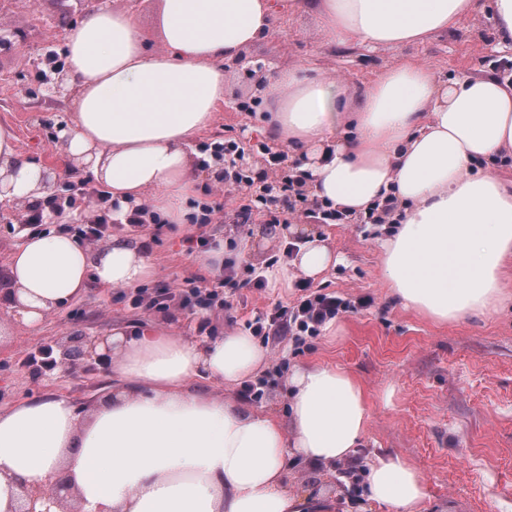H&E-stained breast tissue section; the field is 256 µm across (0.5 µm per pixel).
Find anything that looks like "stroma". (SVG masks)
<instances>
[{"mask_svg":"<svg viewBox=\"0 0 512 512\" xmlns=\"http://www.w3.org/2000/svg\"><path fill=\"white\" fill-rule=\"evenodd\" d=\"M80 20L76 13L61 16L57 0H5L0 6V25L19 31L26 44L43 54L52 50L65 55L64 36ZM407 58L425 64L442 81L464 74L512 72V49L501 44L494 19L482 11L463 15L455 27L426 43L371 48L328 44L314 12L280 15L273 32L249 47L244 58L224 64L225 109L188 147L191 164L198 169L196 201L222 202L230 210L247 201L240 193L229 202L222 191L214 190L208 170L199 167L203 145L231 138L252 151L257 167L268 166L263 147L275 139L273 104L269 93L255 89L249 68L259 64L268 71L304 69L311 75L335 76L355 90ZM0 71L12 78L11 84H0V123L12 127L24 157L40 161L67 123L72 103H44L41 75L21 68L10 55L0 56ZM288 221L306 225L339 258L319 278L307 280L309 290L336 293L359 307L338 316L331 329L307 339L304 346L290 337L267 346L268 361L251 380L263 389V398L250 399L240 387L235 394L242 406L287 420L288 378L277 375L275 365L291 370L327 363L360 381L370 413L365 445L350 464L319 472L297 459L289 469L291 481L334 498L336 512H362L364 487L352 484L343 473L349 467L365 473L378 454L391 451L421 473L425 512H512V306L461 322L434 323L391 296L381 277L380 225L328 223L312 217L301 204ZM188 230L185 224L151 225L146 238L155 272L149 284L187 277L205 278L210 285L218 281L220 271L208 255L187 254L183 239ZM214 233L218 240L236 241L235 247L225 248V261L252 266L269 278L262 289L236 288L231 311L215 308L191 315L173 305L144 312L132 308L123 291L93 287L32 328L0 305V325L8 330L0 338V408L55 394L67 398L82 415L91 387L110 391L112 373L105 363L83 370L59 366L33 376L26 359L35 346L52 347L79 333L104 338L116 326L129 336L157 327L196 342L200 322H210L219 334L243 333L249 322L276 304L297 303V288L272 279L273 263L282 259L288 242L280 225L267 223L265 215L256 212L250 222L227 221Z\"/></svg>","mask_w":512,"mask_h":512,"instance_id":"35a3bbf8","label":"stroma"}]
</instances>
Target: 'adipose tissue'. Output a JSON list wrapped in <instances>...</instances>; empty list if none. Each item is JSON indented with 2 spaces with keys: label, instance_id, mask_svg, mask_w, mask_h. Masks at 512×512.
<instances>
[{
  "label": "adipose tissue",
  "instance_id": "obj_1",
  "mask_svg": "<svg viewBox=\"0 0 512 512\" xmlns=\"http://www.w3.org/2000/svg\"><path fill=\"white\" fill-rule=\"evenodd\" d=\"M160 47L148 49L131 9H100L67 36L76 80L66 154L122 210L148 200L185 223L195 192L187 147L224 101V63L268 34L278 4L314 11L323 37L375 47L423 43L453 28L479 0H157ZM273 125L311 197L348 216L393 199L395 228L380 242L381 274L404 308L438 324L512 301V74L444 83L401 60L349 99L324 76L279 69ZM40 166L0 124V191L42 198ZM333 256L308 237L281 277L324 273ZM153 270L136 240L91 250L65 235H27L12 254L4 295L23 321L80 297L89 284L133 288ZM119 386L86 415L46 395L0 409V512L25 487L66 473L84 512H335L288 484L294 457L323 470L356 455L370 415L360 382L331 364L288 379L290 421L243 408L234 387L266 362L242 334L204 343L150 328L105 341ZM204 387L191 388L195 379ZM368 498L422 512L419 471L399 455L371 465Z\"/></svg>",
  "mask_w": 512,
  "mask_h": 512
}]
</instances>
